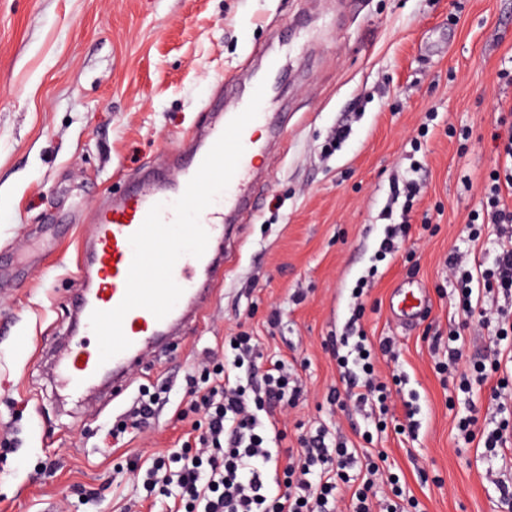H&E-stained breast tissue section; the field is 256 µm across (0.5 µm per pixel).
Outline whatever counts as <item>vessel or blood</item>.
Returning a JSON list of instances; mask_svg holds the SVG:
<instances>
[{"mask_svg":"<svg viewBox=\"0 0 512 512\" xmlns=\"http://www.w3.org/2000/svg\"><path fill=\"white\" fill-rule=\"evenodd\" d=\"M247 106L240 99L225 106L217 120L203 133L193 135L182 151L175 154L173 166L159 165L149 176L136 183L133 191L97 209L91 219L89 239L81 251L78 266L80 289L72 309L76 315L74 340L55 351L58 377L69 396L82 398L90 394L104 379L120 385L123 377L140 366L144 356L158 346L163 337L172 335L198 310L204 300V284L224 264V231L229 222L241 218L251 208L258 170L255 158L266 153L268 146L253 136H243L244 153L227 188L199 216L209 235L202 257L182 256L173 269L174 281L183 294L163 319L144 308L130 310L123 320V333L131 345L107 362H100L97 343L89 342L93 330L90 315L107 311L122 301L133 259L129 238L142 225L149 210L161 205V216L172 222V204L185 191L189 180L221 136L229 122ZM401 323L410 324L424 310L423 297L413 290L399 292L392 305Z\"/></svg>","mask_w":512,"mask_h":512,"instance_id":"vessel-or-blood-1","label":"vessel or blood"}]
</instances>
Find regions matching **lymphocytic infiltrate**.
I'll return each instance as SVG.
<instances>
[{"label":"lymphocytic infiltrate","instance_id":"obj_1","mask_svg":"<svg viewBox=\"0 0 512 512\" xmlns=\"http://www.w3.org/2000/svg\"><path fill=\"white\" fill-rule=\"evenodd\" d=\"M499 157L503 170L492 174L483 210L484 223L500 227L494 264L475 272L453 256L448 265L461 285L463 315L495 321L506 335L512 333V317L485 308L484 302L495 294L512 297V206L507 203L512 197V135L503 141ZM229 346L230 356L221 360L207 351L186 378L187 406L197 416L194 447L173 462L154 457L146 471L149 490L166 498L167 512H337L338 489L351 482L355 471L362 478L352 496V512H374L369 493L377 467L363 464L357 449L344 444L329 448L318 432L302 438L300 453L280 464L269 446L271 434L278 431L271 409L296 404L302 390L282 360L257 365L256 337L235 336ZM337 362L358 406L373 399L386 402L390 391L377 381L374 357L363 342H355ZM160 401L159 392L142 389L108 436L153 424Z\"/></svg>","mask_w":512,"mask_h":512}]
</instances>
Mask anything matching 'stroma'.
Segmentation results:
<instances>
[{
	"label": "stroma",
	"instance_id": "stroma-1",
	"mask_svg": "<svg viewBox=\"0 0 512 512\" xmlns=\"http://www.w3.org/2000/svg\"><path fill=\"white\" fill-rule=\"evenodd\" d=\"M510 58L512 0H0V512H165L146 500L133 462L181 447L193 423L179 416L190 368L242 331L305 392L282 411L280 458L322 428L328 442L386 452L372 494L398 512H512L485 478L482 442L458 428L473 408L481 431L512 421V362L500 399L497 375L472 378L477 351L512 344L475 320L461 330L455 370L439 368L462 319L448 258L488 268L498 250L497 225L470 217L498 167V123L512 124L499 112L512 103L498 79ZM269 59L284 73L274 106L288 124L259 161V210L226 239L231 261L209 302L126 389L64 403L50 346L70 323L91 213L209 126L225 86H247ZM342 122L348 134L331 147ZM413 163L422 189L409 235L377 258L378 215ZM365 275L358 325L371 344L393 345L376 360L393 385L377 419L333 401ZM412 281L430 307L405 329L389 301ZM145 386L169 396L155 426L106 437ZM51 460L55 473L41 476Z\"/></svg>",
	"mask_w": 512,
	"mask_h": 512
}]
</instances>
